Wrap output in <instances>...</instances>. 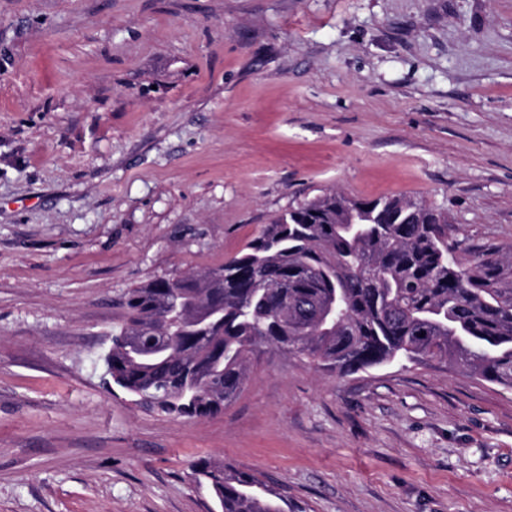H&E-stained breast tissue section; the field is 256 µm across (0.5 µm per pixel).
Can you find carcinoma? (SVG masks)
<instances>
[{
  "label": "carcinoma",
  "instance_id": "carcinoma-1",
  "mask_svg": "<svg viewBox=\"0 0 512 512\" xmlns=\"http://www.w3.org/2000/svg\"><path fill=\"white\" fill-rule=\"evenodd\" d=\"M224 304L207 327L175 322L169 302ZM108 351L112 384L148 410L188 420L235 399L260 346L341 374L445 360L512 390V250L448 243V211L422 199H357L331 190L264 225L232 259L172 286L125 295ZM137 336L131 353L121 342ZM195 482L219 512H287L280 489L199 459Z\"/></svg>",
  "mask_w": 512,
  "mask_h": 512
}]
</instances>
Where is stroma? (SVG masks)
Instances as JSON below:
<instances>
[{"label": "stroma", "mask_w": 512, "mask_h": 512, "mask_svg": "<svg viewBox=\"0 0 512 512\" xmlns=\"http://www.w3.org/2000/svg\"><path fill=\"white\" fill-rule=\"evenodd\" d=\"M329 189L512 247V0H0V512H217L202 458L292 512H512V391L445 362L263 347L192 420L105 385L129 288Z\"/></svg>", "instance_id": "35a3bbf8"}]
</instances>
